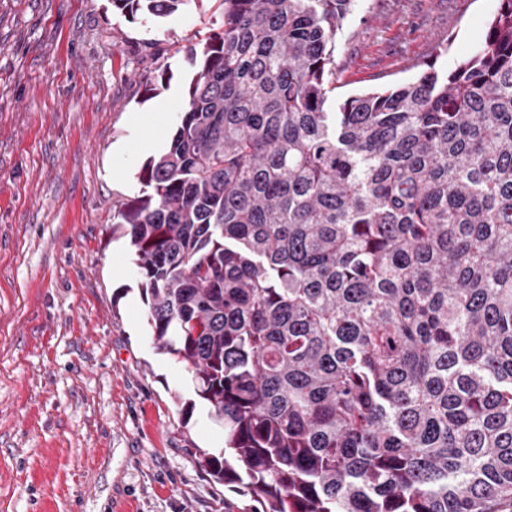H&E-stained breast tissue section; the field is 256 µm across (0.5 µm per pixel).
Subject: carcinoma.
<instances>
[{"instance_id": "1", "label": "carcinoma", "mask_w": 512, "mask_h": 512, "mask_svg": "<svg viewBox=\"0 0 512 512\" xmlns=\"http://www.w3.org/2000/svg\"><path fill=\"white\" fill-rule=\"evenodd\" d=\"M355 2L220 0L112 233L250 512H512V0L453 71L333 102Z\"/></svg>"}]
</instances>
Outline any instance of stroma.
I'll return each instance as SVG.
<instances>
[{
    "instance_id": "35a3bbf8",
    "label": "stroma",
    "mask_w": 512,
    "mask_h": 512,
    "mask_svg": "<svg viewBox=\"0 0 512 512\" xmlns=\"http://www.w3.org/2000/svg\"><path fill=\"white\" fill-rule=\"evenodd\" d=\"M499 0H356L338 97L452 71ZM217 0L129 19L111 0H0V512H246L199 463L224 445L158 352L112 213L165 150Z\"/></svg>"
}]
</instances>
